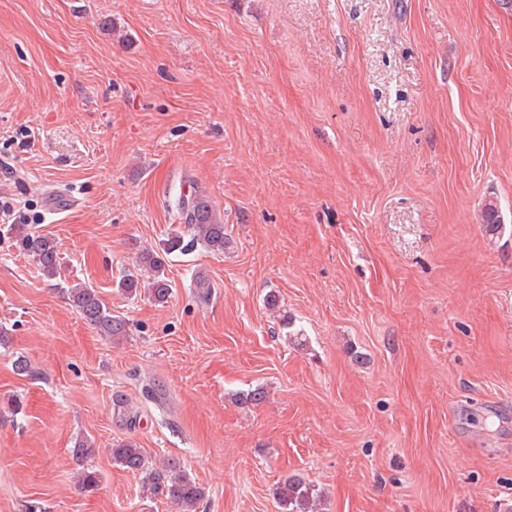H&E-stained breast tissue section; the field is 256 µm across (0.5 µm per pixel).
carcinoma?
<instances>
[{"label": "carcinoma", "instance_id": "obj_1", "mask_svg": "<svg viewBox=\"0 0 512 512\" xmlns=\"http://www.w3.org/2000/svg\"><path fill=\"white\" fill-rule=\"evenodd\" d=\"M175 209L184 219L186 231H172L164 242L163 253L147 250L140 254L139 268L127 271L117 283L118 290L127 297L135 298L145 291L156 303L168 300L171 286L165 276L166 255L184 254L199 244L210 253H224L227 244L224 221L206 195L197 192L186 198L180 194L175 200ZM6 234L16 250L33 258L43 275L55 279L64 277V262L52 237L18 225L8 227ZM68 295L82 319L101 335L125 334L124 320L112 314L96 289L74 284L68 289ZM112 459L122 469L140 476L144 488L166 498L180 512H200L206 498L205 489L181 469L180 463L169 460L162 468L153 467L148 464L143 449L133 441L112 449ZM276 496L288 512H317L318 494L303 477L285 478L276 488Z\"/></svg>", "mask_w": 512, "mask_h": 512}]
</instances>
